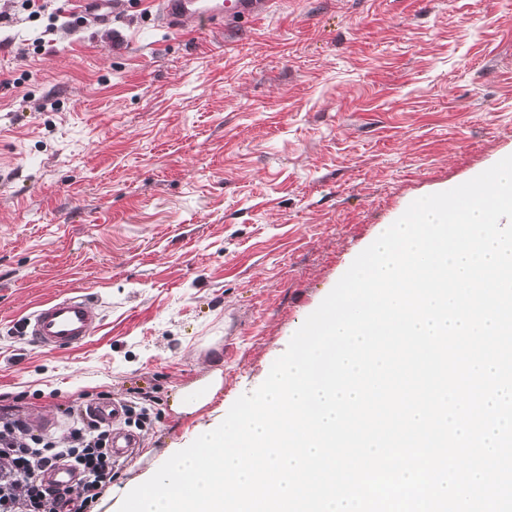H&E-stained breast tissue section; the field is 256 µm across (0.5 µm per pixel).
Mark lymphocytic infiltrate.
<instances>
[{"label": "lymphocytic infiltrate", "mask_w": 512, "mask_h": 512, "mask_svg": "<svg viewBox=\"0 0 512 512\" xmlns=\"http://www.w3.org/2000/svg\"><path fill=\"white\" fill-rule=\"evenodd\" d=\"M111 434L73 415L59 435H36L20 419L0 415V512H88L112 481ZM59 463L79 474L73 487L45 486L42 474Z\"/></svg>", "instance_id": "lymphocytic-infiltrate-1"}]
</instances>
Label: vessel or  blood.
Masks as SVG:
<instances>
[{
    "instance_id": "vessel-or-blood-1",
    "label": "vessel or blood",
    "mask_w": 512,
    "mask_h": 512,
    "mask_svg": "<svg viewBox=\"0 0 512 512\" xmlns=\"http://www.w3.org/2000/svg\"><path fill=\"white\" fill-rule=\"evenodd\" d=\"M282 3L283 0H158L155 23L177 31L188 22L215 26L255 20L274 12ZM99 327L100 314L94 301L77 293L39 304L21 320L17 330L43 350L65 352L86 343ZM90 411L100 421L113 425L115 456H126L136 448V436L119 426L122 412L118 402L95 401Z\"/></svg>"
}]
</instances>
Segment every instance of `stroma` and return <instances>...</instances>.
I'll use <instances>...</instances> for the list:
<instances>
[{"label":"stroma","instance_id":"1","mask_svg":"<svg viewBox=\"0 0 512 512\" xmlns=\"http://www.w3.org/2000/svg\"><path fill=\"white\" fill-rule=\"evenodd\" d=\"M0 0V413L51 433L146 406L97 512L221 423L414 200L512 155V0H288L171 34L151 0L68 30ZM87 291L100 329L49 354L17 321ZM221 369L200 411L172 396ZM90 412L100 421L113 425L112 449L116 457H124L137 447V438L120 427L122 412L120 403L115 401H95L90 404ZM115 426V428H114Z\"/></svg>","mask_w":512,"mask_h":512}]
</instances>
